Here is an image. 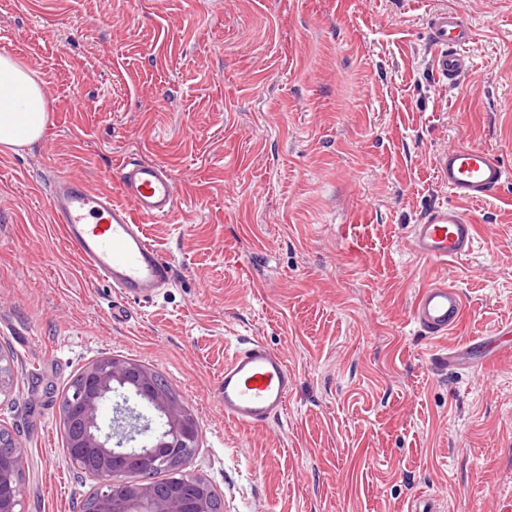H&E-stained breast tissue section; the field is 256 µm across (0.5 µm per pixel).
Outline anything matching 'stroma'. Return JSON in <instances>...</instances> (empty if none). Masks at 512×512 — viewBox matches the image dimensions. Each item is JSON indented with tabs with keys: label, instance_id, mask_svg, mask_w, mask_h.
I'll return each instance as SVG.
<instances>
[{
	"label": "stroma",
	"instance_id": "stroma-1",
	"mask_svg": "<svg viewBox=\"0 0 512 512\" xmlns=\"http://www.w3.org/2000/svg\"><path fill=\"white\" fill-rule=\"evenodd\" d=\"M464 12L472 71L431 70V14ZM45 82L39 141L0 148V425L25 448L20 512H80L60 401L100 357L158 371L195 414L187 472L223 512H512V355L445 365L512 326V183L465 204L474 250L418 256L409 227L451 204L437 155L512 168V0H0V47ZM166 165L182 202L146 224L175 266L121 300L50 221L52 175L108 186L123 157ZM466 315L428 340L419 291ZM258 338L293 373L284 413L224 417L225 362ZM464 310L462 291L446 282H437L422 290L412 308V317L426 336L439 338L454 331ZM488 345L487 339L482 336L470 338L461 347L448 351V365L467 362L483 365L486 361Z\"/></svg>",
	"mask_w": 512,
	"mask_h": 512
}]
</instances>
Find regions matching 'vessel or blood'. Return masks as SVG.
Returning <instances> with one entry per match:
<instances>
[{"label":"vessel or blood","instance_id":"vessel-or-blood-1","mask_svg":"<svg viewBox=\"0 0 512 512\" xmlns=\"http://www.w3.org/2000/svg\"><path fill=\"white\" fill-rule=\"evenodd\" d=\"M434 53L431 69L438 80L459 82L471 70L464 53L474 31L459 10L442 9L430 18ZM437 171L454 197V204L429 208L410 237L417 254L441 261L468 256L478 228L459 208L460 203L496 197L512 170L488 150L462 144L443 151ZM110 178L125 197L113 202L111 189L68 175L52 176L49 182V211L52 223L82 264L106 281L121 298L152 299L156 289L174 281V265L164 258L143 231L145 223L167 218L180 205L177 184L170 170L158 162L122 158ZM465 310L462 291L445 282L422 290L412 317L427 336L439 338L454 331ZM488 341L477 336L450 350L452 365L486 360ZM293 383L286 358L263 342L240 347L224 365L219 396L226 419L244 426H259L285 407Z\"/></svg>","mask_w":512,"mask_h":512}]
</instances>
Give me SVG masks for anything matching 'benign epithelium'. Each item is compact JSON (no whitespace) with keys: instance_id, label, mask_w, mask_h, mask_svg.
I'll use <instances>...</instances> for the list:
<instances>
[{"instance_id":"1","label":"benign epithelium","mask_w":512,"mask_h":512,"mask_svg":"<svg viewBox=\"0 0 512 512\" xmlns=\"http://www.w3.org/2000/svg\"><path fill=\"white\" fill-rule=\"evenodd\" d=\"M13 360L0 348V395L13 385ZM66 454L94 481L91 512H212L215 489L186 471L198 447L196 416L158 372L112 356L89 363L61 401ZM26 450L10 453L11 467L0 471V512H16ZM163 466L165 483H133L124 475Z\"/></svg>"}]
</instances>
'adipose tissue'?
Returning a JSON list of instances; mask_svg holds the SVG:
<instances>
[{"instance_id": "obj_1", "label": "adipose tissue", "mask_w": 512, "mask_h": 512, "mask_svg": "<svg viewBox=\"0 0 512 512\" xmlns=\"http://www.w3.org/2000/svg\"><path fill=\"white\" fill-rule=\"evenodd\" d=\"M48 121L44 83L22 61L0 55V146L36 142Z\"/></svg>"}]
</instances>
